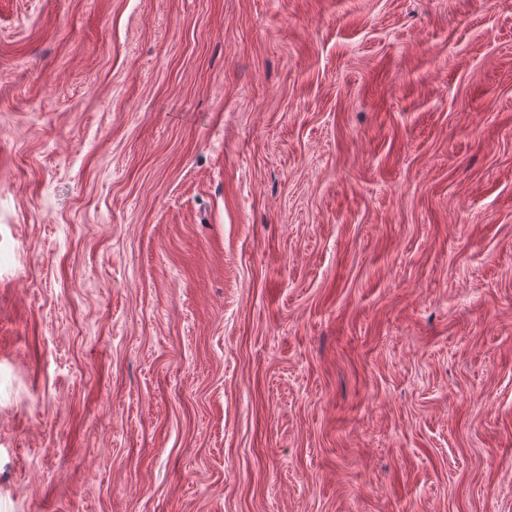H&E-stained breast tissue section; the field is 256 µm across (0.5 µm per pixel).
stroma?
<instances>
[{"mask_svg":"<svg viewBox=\"0 0 512 512\" xmlns=\"http://www.w3.org/2000/svg\"><path fill=\"white\" fill-rule=\"evenodd\" d=\"M0 512H512V0H0Z\"/></svg>","mask_w":512,"mask_h":512,"instance_id":"obj_1","label":"stroma"}]
</instances>
